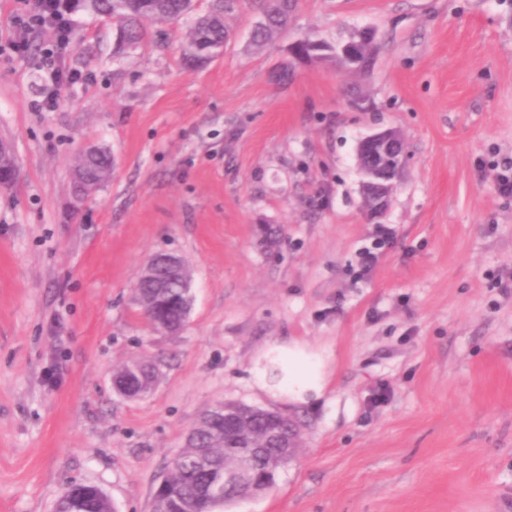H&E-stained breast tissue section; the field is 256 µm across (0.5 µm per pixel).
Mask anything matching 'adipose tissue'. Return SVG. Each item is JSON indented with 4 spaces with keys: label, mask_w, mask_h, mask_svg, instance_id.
Listing matches in <instances>:
<instances>
[{
    "label": "adipose tissue",
    "mask_w": 512,
    "mask_h": 512,
    "mask_svg": "<svg viewBox=\"0 0 512 512\" xmlns=\"http://www.w3.org/2000/svg\"><path fill=\"white\" fill-rule=\"evenodd\" d=\"M325 351L292 339L270 344L252 362V382L276 401L306 404L324 396L327 387Z\"/></svg>",
    "instance_id": "obj_1"
}]
</instances>
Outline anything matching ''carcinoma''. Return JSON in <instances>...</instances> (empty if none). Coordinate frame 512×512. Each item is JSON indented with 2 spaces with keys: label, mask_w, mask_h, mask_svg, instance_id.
<instances>
[{
  "label": "carcinoma",
  "mask_w": 512,
  "mask_h": 512,
  "mask_svg": "<svg viewBox=\"0 0 512 512\" xmlns=\"http://www.w3.org/2000/svg\"><path fill=\"white\" fill-rule=\"evenodd\" d=\"M74 6L88 9L100 17L112 20L122 34L117 51L138 47L148 38L146 23H182L186 31L182 40V58L185 64L202 67L223 54L230 39L226 19L240 5V0H209L208 10L195 13L194 0H73ZM297 0H256L258 13L250 30L249 44L261 49L288 32ZM332 44L324 40L306 38L302 52L309 61L332 59L336 69L344 74L352 69L331 54ZM112 162L107 152L99 156L80 153L75 169L82 177L76 185L75 202H84L108 178ZM137 299L147 319L155 321L156 328L171 321L180 313L182 292L172 282L166 288H157L152 282L140 280L135 285ZM238 436L242 440L260 443L270 426L264 409L243 411ZM234 429L233 421L199 427L169 468V482L161 495L179 502L191 512H222L224 501H212L201 494L203 486L213 475L224 470V446L229 444ZM110 512L107 496L96 488L82 485L62 495L58 508L68 512Z\"/></svg>",
  "instance_id": "1"
}]
</instances>
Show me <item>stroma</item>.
Returning a JSON list of instances; mask_svg holds the SVG:
<instances>
[{
    "label": "stroma",
    "mask_w": 512,
    "mask_h": 512,
    "mask_svg": "<svg viewBox=\"0 0 512 512\" xmlns=\"http://www.w3.org/2000/svg\"><path fill=\"white\" fill-rule=\"evenodd\" d=\"M71 16L65 64L83 80L55 111L35 108L42 37L0 55V139L19 170L0 190V512H53L74 484L150 512L222 402L304 422L275 487L228 512H512V195L497 185L512 0H298L260 52L245 4L198 69L181 63L179 24L150 23L153 43L119 55L112 23ZM362 29L378 45L368 73L289 60L301 36ZM388 128L408 163L373 218L356 149ZM91 146L112 175L76 208L73 162ZM160 253L193 270L175 335L134 298ZM290 339L330 355L325 395L304 405L250 380L256 354ZM132 362L158 367L138 399L112 387Z\"/></svg>",
    "instance_id": "1"
}]
</instances>
